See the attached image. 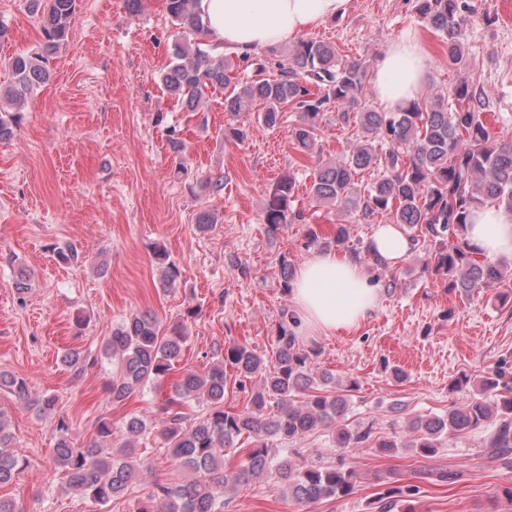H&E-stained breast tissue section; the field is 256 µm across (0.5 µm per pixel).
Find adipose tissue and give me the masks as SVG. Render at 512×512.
Returning <instances> with one entry per match:
<instances>
[{"instance_id": "adipose-tissue-1", "label": "adipose tissue", "mask_w": 512, "mask_h": 512, "mask_svg": "<svg viewBox=\"0 0 512 512\" xmlns=\"http://www.w3.org/2000/svg\"><path fill=\"white\" fill-rule=\"evenodd\" d=\"M351 0H196L206 32L216 51L230 48L250 53L296 39L327 19L345 15ZM429 57L417 34L387 46L376 65L373 89L397 110L422 93ZM466 239L474 252L512 257V212L495 207L475 210ZM371 249L386 266L404 261L411 242L395 224L375 229ZM291 298L301 330L337 334L359 326L377 309L380 290L370 270L349 255L318 253L297 270Z\"/></svg>"}]
</instances>
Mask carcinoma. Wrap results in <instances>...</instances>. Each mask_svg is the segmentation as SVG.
I'll return each mask as SVG.
<instances>
[{
    "label": "carcinoma",
    "mask_w": 512,
    "mask_h": 512,
    "mask_svg": "<svg viewBox=\"0 0 512 512\" xmlns=\"http://www.w3.org/2000/svg\"><path fill=\"white\" fill-rule=\"evenodd\" d=\"M165 10L185 39L174 43L172 61L161 75L162 83L176 105L198 112L208 96L224 93V112L236 117L259 102L264 105L262 121L277 125L283 108L298 114L292 140L295 149L313 155L317 130L326 113L360 130V139L345 158L319 160L310 186L312 202L371 222L390 217L430 242L424 261L445 279L450 291L469 298L480 289L512 281V265L492 261L473 252L465 230L472 211L493 205L512 211V138L496 136L488 125L489 101L465 80L449 92L439 89L409 102L395 112H378L366 106L368 90L363 63L340 54L335 45L301 39L288 48V66L276 77L266 75L259 59L240 62L254 66L252 79L234 77L237 63L224 55H213L193 42L189 35L204 32L195 10V0H164ZM29 12L40 16L42 42L25 56L0 60L11 72L12 83L0 90L15 111H20L31 94L50 78V61L66 41L75 15L76 0H28ZM415 11L424 24L447 47L448 64L465 65L463 29L472 12L469 0H415ZM370 171L373 180L359 183L361 173ZM295 181L285 175L275 181L265 200L262 220L270 230L304 221L295 207ZM306 246H343L349 240L347 225L337 224L333 239L322 240L310 227ZM297 320L284 315L275 336L272 356L266 358L246 345L224 349V358L202 372L187 370L174 382L168 379L174 361L187 340L186 327L164 329L151 314H135L112 329L101 356L112 359L119 371L112 381V403L124 404L145 389L164 393L161 410L165 424L157 435L165 442L178 467L188 474L179 481L156 483L147 497L138 500L133 512H224V494L268 475L284 484L282 494L301 503L344 498L354 493L357 473L352 467L306 465L295 467L288 457L276 452L272 439L296 441L319 427L333 428L338 448H369L393 451L398 442L374 436L371 427L350 428L342 421L348 410L344 394H331L324 386L328 374L314 380L296 335ZM243 394L242 410L224 409L227 370ZM17 397L28 398L25 379L0 374V387ZM482 391L494 392L496 400L470 396L459 407H448L443 416L419 420L413 425L416 447L425 455L436 453L441 440L495 423L491 447L512 464V372L501 360L482 379ZM303 398L301 404L295 399ZM206 402L207 412L193 420L188 407ZM55 463L65 469L67 486L105 507L136 484L151 462L138 453L140 439L152 433L146 420L133 414L124 420L122 442L115 454L102 452L91 443L77 448L68 440L65 421L58 425ZM248 446H236L241 436ZM10 421L0 411V488L23 472L28 463L15 452ZM234 455L237 464L224 468V457ZM415 489L398 488L386 494L381 512H416L412 505Z\"/></svg>",
    "instance_id": "1"
}]
</instances>
